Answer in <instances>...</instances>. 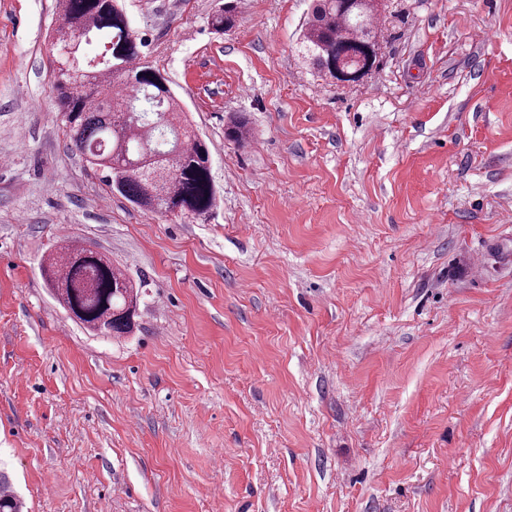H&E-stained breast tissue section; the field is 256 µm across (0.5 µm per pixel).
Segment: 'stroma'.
Returning a JSON list of instances; mask_svg holds the SVG:
<instances>
[{
  "label": "stroma",
  "mask_w": 512,
  "mask_h": 512,
  "mask_svg": "<svg viewBox=\"0 0 512 512\" xmlns=\"http://www.w3.org/2000/svg\"><path fill=\"white\" fill-rule=\"evenodd\" d=\"M223 4L126 0L210 153L195 219L70 149L59 2L0 0V473L24 512H512V0H395L353 88L295 52L310 0ZM62 238L142 281L132 334L53 299Z\"/></svg>",
  "instance_id": "stroma-1"
}]
</instances>
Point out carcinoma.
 Instances as JSON below:
<instances>
[{
	"instance_id": "carcinoma-1",
	"label": "carcinoma",
	"mask_w": 512,
	"mask_h": 512,
	"mask_svg": "<svg viewBox=\"0 0 512 512\" xmlns=\"http://www.w3.org/2000/svg\"><path fill=\"white\" fill-rule=\"evenodd\" d=\"M50 35L54 89L65 136L89 167L107 172L108 186L152 214L201 218L215 207L209 151L190 129L180 100L160 72L143 60L144 42L121 0H59ZM238 0L213 16L222 33L235 25ZM377 0H312L297 39L301 61L322 80L356 82L378 68L384 37ZM248 122L230 119L225 135L246 141ZM58 303L87 330L130 333L140 291L98 252L67 244L41 264ZM0 512L20 502L0 486Z\"/></svg>"
}]
</instances>
